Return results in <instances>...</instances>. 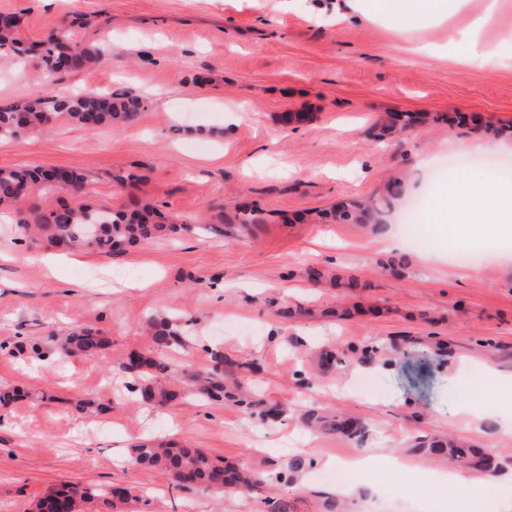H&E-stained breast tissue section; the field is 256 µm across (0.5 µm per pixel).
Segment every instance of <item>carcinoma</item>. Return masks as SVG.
I'll return each instance as SVG.
<instances>
[{"instance_id":"carcinoma-1","label":"carcinoma","mask_w":512,"mask_h":512,"mask_svg":"<svg viewBox=\"0 0 512 512\" xmlns=\"http://www.w3.org/2000/svg\"><path fill=\"white\" fill-rule=\"evenodd\" d=\"M82 25V17L77 15L69 22V27L51 30L40 42L28 45L16 38L18 17L13 13H0V49H9L18 56L35 54L40 62L38 82L41 86L24 101L0 104V138L21 139L33 131L49 129L60 119L90 130L101 126L120 130L134 124L145 111V100L132 91L71 96L52 93V85L66 75L88 70L106 60L103 49L74 40L72 31ZM413 122L414 117L410 114L398 116L382 125L378 137L395 136ZM88 186L89 176L68 167L52 170L1 168L0 204H12L34 189L60 190L79 198L88 193ZM400 192L401 183L394 180L382 196L367 203H340L326 215L345 224H383L390 199ZM226 221L247 231L264 223L263 210L252 204L243 205ZM15 224L17 231L30 242L43 241L65 253L90 249L110 254L114 250L135 247L161 233L217 231L213 224H169L155 203L132 193L123 208L112 212H103L90 203L77 201L44 211L37 207L26 212L19 210ZM149 333L151 349L132 350L119 362V368L137 383L132 393L141 401L164 402L190 394L203 401L231 398L244 411L264 419H276L281 414L279 409L264 405L247 387V373L255 367L254 362L234 360L223 350L212 349L207 368H183L176 374L171 368L170 355L185 348L188 340L186 322L159 312L149 319ZM49 340L54 345L51 353L61 360L94 356L110 344L102 331L92 325H77L62 336H49ZM307 421L313 427L348 439L361 438L366 433L360 421L345 415L326 417L313 410L307 415ZM418 451L471 471L485 472L493 466L491 457L481 449L451 436L424 442ZM131 453L133 464L163 469L172 485L181 490L203 489L233 494L261 488L270 480L267 473L239 463L216 462L204 449L178 443L163 446L142 442L134 445ZM138 500L139 496L131 487L96 488L72 484L49 492L34 505V509L35 512H102L104 509L120 512L122 507Z\"/></svg>"}]
</instances>
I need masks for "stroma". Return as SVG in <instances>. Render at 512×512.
Returning a JSON list of instances; mask_svg holds the SVG:
<instances>
[{"instance_id": "1", "label": "stroma", "mask_w": 512, "mask_h": 512, "mask_svg": "<svg viewBox=\"0 0 512 512\" xmlns=\"http://www.w3.org/2000/svg\"><path fill=\"white\" fill-rule=\"evenodd\" d=\"M314 0H0L19 14V37L37 41L66 26L103 47L101 68L54 87L132 90L149 103L131 127L94 131L68 121L20 141L0 139V168L69 167L86 173L87 200L119 208L116 174L142 175L137 193L162 205L174 223L215 224L206 236L158 237L112 254L80 252L79 263L47 271L44 245L15 240L0 223V387L22 395L0 410V512H32L64 482L116 483L146 494V512H260L262 496L294 512H322L338 494L325 460L356 453L403 455L406 447L454 434L490 454L496 467L481 491L456 497L434 483L445 463L414 455L407 479L375 464L365 493L347 512H460L462 500L497 512L512 500V385L479 375L481 365L512 372V264L501 251L481 263L453 261L428 204L442 184L471 174L449 168L457 156L512 163V138L481 127L512 125V0H498L495 26L476 33L491 58L475 69L464 47L488 0H465L445 21L398 38L382 18H319ZM33 61L0 53V102L29 97ZM285 112H306L283 125ZM429 121L400 139L377 131L390 115ZM477 116L460 125L455 114ZM402 188L383 224H322L319 210L342 199L380 195L390 177ZM246 202L265 211L253 233L221 223ZM397 234L399 249L385 246ZM323 272L321 281L308 269ZM357 287H349V279ZM81 289L68 288L70 280ZM314 316L285 319L288 305ZM191 320L194 336L239 359L255 360L249 381L279 406L277 421L231 402L187 397L137 406L124 392L119 359L147 350L144 322L154 310ZM102 330L111 346L95 360L59 362L17 344L48 347L49 333L77 324ZM335 369L320 374L322 352ZM54 402L41 401V394ZM89 401L78 410V401ZM487 410L480 427L467 408ZM320 408L358 418L366 434L349 440L310 431L305 412ZM170 440L241 461L270 474L289 459H311L296 483L271 482L247 494L172 490L158 468L132 463L143 440Z\"/></svg>"}]
</instances>
